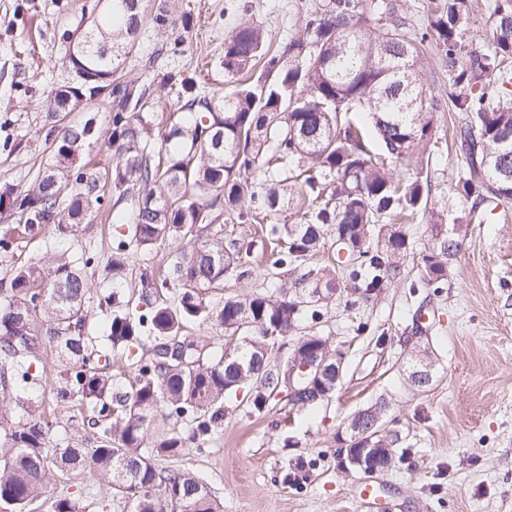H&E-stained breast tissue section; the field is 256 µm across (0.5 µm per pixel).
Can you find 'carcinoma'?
<instances>
[{
    "label": "carcinoma",
    "instance_id": "carcinoma-1",
    "mask_svg": "<svg viewBox=\"0 0 512 512\" xmlns=\"http://www.w3.org/2000/svg\"><path fill=\"white\" fill-rule=\"evenodd\" d=\"M488 10L495 29L488 49L466 39L472 0H426L421 33L397 0H311L299 31L273 50L267 31L246 19L224 35L222 67L231 84L224 95L179 70L163 76L182 105L161 137L154 84L117 74L140 28L141 0H112L80 36L62 32L79 79L50 99L47 167L28 188L0 186V212L23 218L28 235L49 228L59 239L86 231L106 194L131 202L133 222L113 238L107 265L117 281L134 251L177 239L190 246L171 256L161 276L144 274L136 300L117 288L104 297L112 314L102 310L101 336L89 334L85 308L91 256L47 255L17 267L0 288V388L26 411L18 419L0 407V512H28L64 470L107 480L130 512H221L202 479L157 461L210 436L224 417V398L241 389L258 412L273 401L306 409L335 392L334 372L297 375L288 390L294 353L310 357L329 346L328 337L313 331L297 336L287 353L273 350L275 341L322 319L321 305L307 297L336 287L335 275L311 264L325 235L349 248L340 269L353 304L396 280L416 221L427 225L428 241L409 290L447 285L461 247L448 225L479 223L487 205L512 201V0H491ZM149 17L174 35L154 56L179 53L188 19L177 16L175 3L161 0ZM428 38L441 55L451 108L463 115L452 134L461 164L447 190L429 168L442 103L423 66ZM101 97L112 102V165L100 171L80 164L97 131L67 115ZM292 207L299 223H270ZM223 219L263 225L273 244L266 275L281 282L278 293L205 301L203 291L225 276L249 273L255 247L253 240L224 243ZM35 288L43 293L38 308ZM188 323L224 330L220 356L207 357L200 337L186 334ZM46 344L60 365L56 405L86 408L78 424L96 429L91 448L50 447L51 424L32 408L41 385L32 367ZM115 354L137 366L129 391L115 389ZM420 356L431 352L419 350L401 366L414 388L428 385L407 372ZM243 361L250 363L246 382L236 367ZM162 405L183 430H157ZM369 441L379 444L378 465L388 462L386 449L402 444L396 434L348 438L352 448ZM93 505L59 497L53 512Z\"/></svg>",
    "mask_w": 512,
    "mask_h": 512
}]
</instances>
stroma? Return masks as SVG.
Returning a JSON list of instances; mask_svg holds the SVG:
<instances>
[{
    "mask_svg": "<svg viewBox=\"0 0 512 512\" xmlns=\"http://www.w3.org/2000/svg\"><path fill=\"white\" fill-rule=\"evenodd\" d=\"M308 0H179V13L192 19L185 52L173 59L150 60L166 39L143 21L132 54L122 65L127 78L160 83L171 69L183 76L225 87L224 34L250 15L273 41L297 33ZM94 0H0V184L31 186L50 156L44 142L48 129V96L66 84L69 45L64 30H76L90 17ZM456 112L437 115V144L430 158L434 180L448 181L459 164L448 148L461 121ZM129 204L104 206L89 230L63 239L60 248L75 255L84 248L96 254L85 273L91 284L87 308L99 335L100 296L112 287L104 268L112 253L113 219L128 216ZM18 216L0 213V231L14 230L11 250H0V282H9L14 267L40 259L39 239L20 234ZM410 247L401 265V281L367 301L348 304V282H341L335 302L323 310L317 329L344 354L343 374L335 394L312 410L285 404L263 412L250 409L246 392L225 401L220 432L181 455L163 459L171 469L201 477L222 512H364L359 484L380 486L381 503L390 512H512V201L497 206L481 224L461 227L462 249L453 262L448 284L440 292L420 289L418 254L427 237L425 227H408ZM266 255L255 247L250 276H230L207 290V301L244 298L274 291L265 274ZM427 310V331L438 359L433 384L422 391L404 389L398 368L419 341L415 315ZM365 332H358V325ZM390 409L387 431L400 435L403 453L391 468L375 473L347 471L340 465L338 432L348 420L378 397ZM33 398L45 414L55 415L50 431L54 444L79 442L92 447L94 431L70 427L69 410L55 411L49 388ZM291 446H284V438ZM308 460L302 489L281 481L296 458ZM100 496L95 512H129L125 498L107 480L90 475L58 474L36 512H51L60 495L79 497L88 490Z\"/></svg>",
    "mask_w": 512,
    "mask_h": 512,
    "instance_id": "35a3bbf8",
    "label": "stroma"
}]
</instances>
